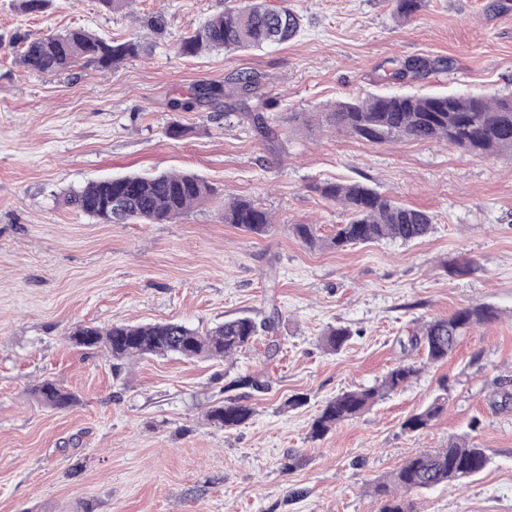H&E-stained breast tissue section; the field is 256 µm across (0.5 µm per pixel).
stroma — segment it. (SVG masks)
Wrapping results in <instances>:
<instances>
[{
    "mask_svg": "<svg viewBox=\"0 0 512 512\" xmlns=\"http://www.w3.org/2000/svg\"><path fill=\"white\" fill-rule=\"evenodd\" d=\"M269 2L300 15L292 40L184 56L180 42L236 0H131L116 11L56 0L44 14L0 0V512H377L375 483L463 436L486 449L488 468L413 495L416 512H512V399H502L512 396V157L374 144L288 120L370 92L512 90V0H425L406 22L394 0ZM157 14L166 27L153 32ZM77 27L112 40L137 34L143 49L105 72L19 64L21 38ZM415 57L435 70L392 79ZM248 74L257 83L249 104L271 117L269 133L224 97L170 109L198 85ZM160 171L196 173L215 193L168 224H103L63 203L100 178ZM334 181L430 212V233L341 251L305 246L293 225L327 236L345 218L314 189ZM234 198L267 210L273 230L225 223ZM474 303L498 318L446 361L426 364L407 347L424 322ZM274 312L273 334L221 362L168 354L116 370L105 353L68 341L90 323L204 329ZM337 325L353 335L333 353L322 338ZM403 361L421 367L404 389L310 437L327 399L376 386ZM244 373L260 375L265 391L224 392ZM46 378L76 404H41L31 389ZM297 395L303 404L288 407ZM440 395L439 418L403 429ZM230 396L253 415L227 431L206 412Z\"/></svg>",
    "mask_w": 512,
    "mask_h": 512,
    "instance_id": "stroma-1",
    "label": "stroma"
}]
</instances>
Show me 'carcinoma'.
Instances as JSON below:
<instances>
[{
  "label": "carcinoma",
  "mask_w": 512,
  "mask_h": 512,
  "mask_svg": "<svg viewBox=\"0 0 512 512\" xmlns=\"http://www.w3.org/2000/svg\"><path fill=\"white\" fill-rule=\"evenodd\" d=\"M424 5V0H396L399 18L407 20ZM300 28V17L288 7H273L266 0L241 3L209 19L182 40L179 52L194 56L202 50H253L279 45L292 39ZM141 41L106 40L83 28L47 34L22 41L20 62L30 70L56 73L76 67L95 66L110 70L128 58L138 56ZM431 69L425 58H412L394 73L397 79ZM238 102L247 104L255 88L254 79L234 80ZM224 88L202 85L191 97L177 100L173 109L190 112L206 101L219 98ZM318 119L336 130L372 142L397 140L445 141L449 146L474 156L512 155V91L492 98L470 92L431 95L367 94L339 100L327 112H293L288 121L309 126ZM325 199L340 204L348 219L336 225L326 246L341 250L350 245L372 244L386 239L413 242L432 229L429 212L404 205L361 183L325 182L315 186ZM213 195V188L199 176L180 171L128 175L91 182L65 197L72 210L102 224H166L186 215L199 201ZM224 223L257 235L271 232L269 213L256 203L234 198L224 204ZM294 235L307 247L318 246L320 238L313 224L292 225ZM496 310L487 304L462 307L447 317L425 322L410 339L430 364L452 354L467 330L493 322ZM275 317L257 324L250 316L229 319L204 333L181 322L167 321L137 325L113 324L103 329L79 325L69 342L87 350L105 349L113 365L130 357L164 356L174 353L188 360L223 361L251 346L262 326L274 331ZM350 328L331 327L323 338L327 350L338 352L350 340ZM414 363H400L385 374L376 387L337 394L321 408L311 424L310 434L320 438L333 426L350 420L378 399L405 387L418 375ZM44 405L66 409L75 396L52 379L33 388ZM446 409L436 398L425 408L409 415L402 427L410 432L427 428ZM252 408L238 399H226L209 408L214 423L232 430L248 421ZM489 462L485 449L465 439L448 442V447L421 452L406 460L387 481L373 487L378 512H413L404 495L423 493L440 485L461 483L482 472Z\"/></svg>",
  "instance_id": "obj_1"
}]
</instances>
